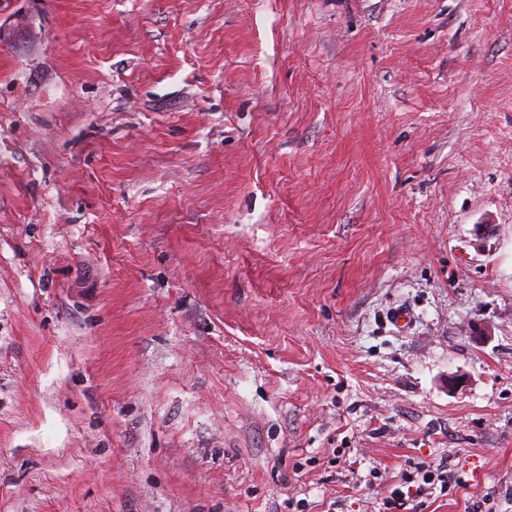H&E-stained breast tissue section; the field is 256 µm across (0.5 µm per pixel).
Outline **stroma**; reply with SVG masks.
<instances>
[{
	"label": "stroma",
	"instance_id": "35a3bbf8",
	"mask_svg": "<svg viewBox=\"0 0 512 512\" xmlns=\"http://www.w3.org/2000/svg\"><path fill=\"white\" fill-rule=\"evenodd\" d=\"M424 463L512 512V0H0V512Z\"/></svg>",
	"mask_w": 512,
	"mask_h": 512
}]
</instances>
